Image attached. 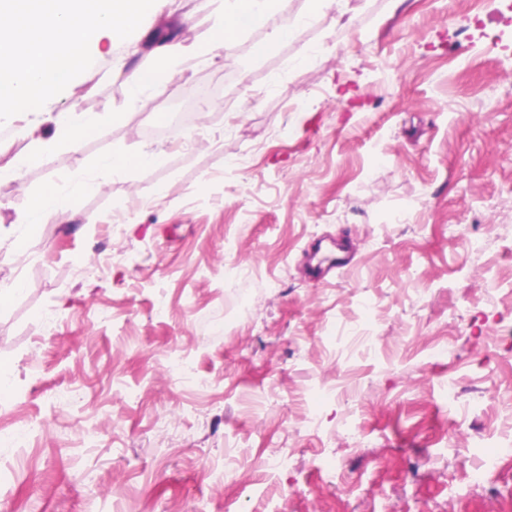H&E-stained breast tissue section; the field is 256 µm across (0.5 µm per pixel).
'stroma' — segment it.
<instances>
[{
  "label": "stroma",
  "mask_w": 512,
  "mask_h": 512,
  "mask_svg": "<svg viewBox=\"0 0 512 512\" xmlns=\"http://www.w3.org/2000/svg\"><path fill=\"white\" fill-rule=\"evenodd\" d=\"M220 20L156 0L104 34L43 110L97 130L0 181V433L32 428L0 441V512H512V457L470 478L512 446V0H341L130 105L156 25ZM43 112L0 125V164ZM165 161V154L162 151H153L139 156L116 155L113 154L104 158L103 165L109 167L112 171H123L135 165L158 166ZM67 208L58 197L56 188L42 191L34 199L26 218V224H43L49 220L60 222L64 220Z\"/></svg>",
  "instance_id": "1"
}]
</instances>
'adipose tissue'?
Here are the masks:
<instances>
[{
	"label": "adipose tissue",
	"instance_id": "1",
	"mask_svg": "<svg viewBox=\"0 0 512 512\" xmlns=\"http://www.w3.org/2000/svg\"><path fill=\"white\" fill-rule=\"evenodd\" d=\"M287 7L288 0H225L224 24L216 30L210 40L189 47L184 46L181 41L174 40L158 45L157 51L176 57L187 65L196 58L223 50L245 25L264 23L268 25L269 31L255 44L253 53L258 57L276 54L281 44L292 34L291 26L283 19ZM46 121L52 124L53 135L49 138L36 139L34 149L28 158L30 160H37L56 139L62 138L74 144L79 143L100 124L99 118L83 112L50 113L47 114Z\"/></svg>",
	"mask_w": 512,
	"mask_h": 512
}]
</instances>
